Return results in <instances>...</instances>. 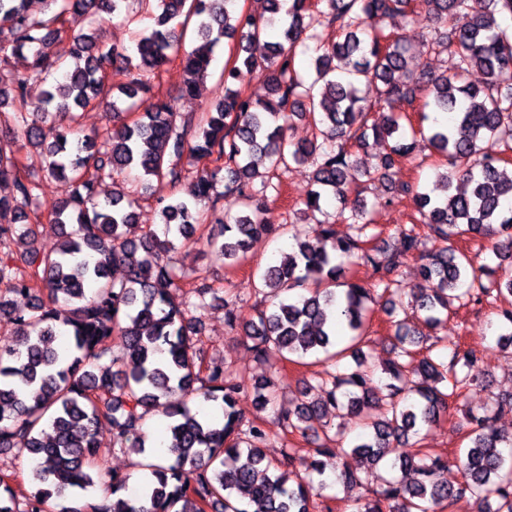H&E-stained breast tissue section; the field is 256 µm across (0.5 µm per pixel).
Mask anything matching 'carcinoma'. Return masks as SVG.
Segmentation results:
<instances>
[{
  "label": "carcinoma",
  "instance_id": "carcinoma-1",
  "mask_svg": "<svg viewBox=\"0 0 512 512\" xmlns=\"http://www.w3.org/2000/svg\"><path fill=\"white\" fill-rule=\"evenodd\" d=\"M41 16L28 0H0V285L27 298L15 309L0 299V322L14 326L15 339L0 345V451L29 455L24 512H310L316 487L305 476L323 474L330 432L346 420L368 429L351 442L347 455L373 469L384 448H402L390 465L400 476L383 479L372 496L353 499L355 512H442L470 496L478 512H512V430L497 427L498 415L512 412V393L496 399V412L466 409L470 445L449 461L417 448L422 431L448 408V398L480 383L478 358L445 337H431L442 316L482 298L512 297V277L492 278L494 269L450 245L477 234L491 239L495 256L512 254V180L498 165L512 151V36L498 18L512 17V0H268L270 16L236 9L237 0H141L153 26L133 49L98 42L95 25L122 13L127 0H44ZM424 10L434 27L426 37L433 53L457 57L453 75L426 70L402 81L407 47L397 30H377V17L407 18ZM73 15L89 28L71 35L77 63L50 59L53 43L67 33ZM336 27V40L319 42L318 27ZM278 27L280 40L267 41ZM236 44L237 63L224 68V94L198 118L178 122L151 80L179 57L182 90L196 95L208 76L215 46ZM316 43L314 77H298L296 49ZM27 55L25 72L9 68L10 58ZM119 71L116 87L103 75ZM484 74L480 86L461 83L464 73ZM262 76L263 93L248 90ZM49 85L34 112H7L25 101L31 80ZM374 84L375 105L386 111L368 123L358 87ZM454 114L448 127L419 131L448 160L437 173L435 195L394 179L414 143L394 105ZM91 105L112 114V129L97 145L69 140L80 111ZM137 113L130 120L128 115ZM304 116L311 138L287 135L292 118ZM60 122L54 140L43 122ZM391 138V152L372 170H361L359 151L370 139ZM22 139L42 170L58 180L61 195L50 214L60 227L53 251L37 245L36 202L40 184L24 169L12 145ZM288 161L315 163L305 210L322 212L328 194L342 195L361 175L394 184V196L412 200L416 220L440 246L425 255L419 275L429 288L405 289L404 260L422 255L415 228L398 227L399 247L368 245L373 210L358 202L339 219L353 233L338 237L333 225L317 221L292 252L259 276L258 292L271 310L242 321L233 296L218 295L198 273L180 289L169 253L176 242L202 232L212 253L232 267L247 258L253 242L283 225L263 219L267 175ZM215 159L217 164L201 165ZM136 170L144 189L151 180L175 185L193 173V202L160 198L162 231L136 224L137 200L126 192L101 196L105 179ZM15 239L28 248L21 261L5 250ZM373 268L383 310L395 327L393 356L376 367L364 351L368 342L370 290L340 282L336 257ZM121 268L124 277L112 278ZM219 301L230 329L244 325L249 349L260 364L322 353L330 368L316 380L321 392L295 407L277 411L281 429L306 434L321 424L323 442L305 456L288 452L273 463L262 450L266 432L244 420L238 409L243 387L221 366H206L195 350L192 312ZM411 310L414 322L397 319ZM497 346L512 350V308H502ZM119 350H114V341ZM430 342L414 361L416 348ZM351 362H346V359ZM307 385V388L314 387ZM219 404L216 422L192 409L195 396ZM168 420L165 439L176 459L140 464L146 483L140 495L119 497L131 475L104 468L96 441L105 424L113 444L141 454L154 447L145 430L153 410ZM336 477L347 490L361 485L357 471L343 466ZM97 484L112 501L72 505V498ZM0 512H17L13 489L0 479Z\"/></svg>",
  "mask_w": 512,
  "mask_h": 512
}]
</instances>
